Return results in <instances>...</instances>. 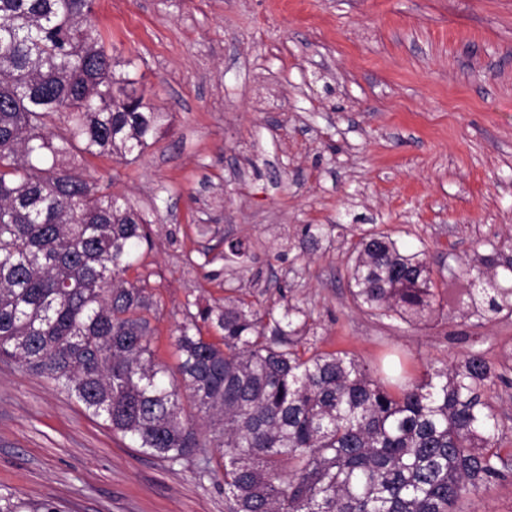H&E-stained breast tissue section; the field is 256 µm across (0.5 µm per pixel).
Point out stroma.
<instances>
[{
    "label": "stroma",
    "mask_w": 512,
    "mask_h": 512,
    "mask_svg": "<svg viewBox=\"0 0 512 512\" xmlns=\"http://www.w3.org/2000/svg\"><path fill=\"white\" fill-rule=\"evenodd\" d=\"M110 54L132 60L169 127L128 163L87 158L101 190L151 222L129 281L162 300L152 344L186 302L280 289L313 312L319 350L408 377L470 351L498 362L512 318L456 312L441 279L422 324L372 315L347 285L350 248L382 233L431 266L512 254V0H95ZM318 243L301 250L306 225ZM249 243L234 268L224 242ZM0 494L60 512H224L192 464L152 457L52 384L0 361Z\"/></svg>",
    "instance_id": "obj_1"
}]
</instances>
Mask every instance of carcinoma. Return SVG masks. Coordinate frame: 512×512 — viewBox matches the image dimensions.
Wrapping results in <instances>:
<instances>
[{
	"mask_svg": "<svg viewBox=\"0 0 512 512\" xmlns=\"http://www.w3.org/2000/svg\"><path fill=\"white\" fill-rule=\"evenodd\" d=\"M94 0H0V360L43 378L117 434L224 493V512H464L512 478V452L485 388L508 382L469 352L398 387L357 358L321 352L310 314L264 311L231 288L187 303L175 368L151 347L153 289L125 279L149 220L68 163L138 160L168 115L130 61L108 53ZM358 307L405 322L441 309L434 276L464 278L466 319L512 316V257L497 247L435 271L384 234L354 244ZM224 241V259L249 257ZM0 512H57L0 496Z\"/></svg>",
	"mask_w": 512,
	"mask_h": 512,
	"instance_id": "carcinoma-1",
	"label": "carcinoma"
}]
</instances>
